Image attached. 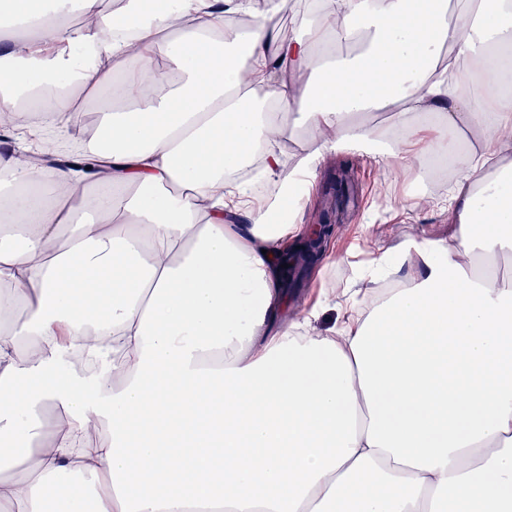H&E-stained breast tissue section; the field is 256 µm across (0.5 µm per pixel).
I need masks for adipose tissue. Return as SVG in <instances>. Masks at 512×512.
Here are the masks:
<instances>
[{
    "instance_id": "1",
    "label": "adipose tissue",
    "mask_w": 512,
    "mask_h": 512,
    "mask_svg": "<svg viewBox=\"0 0 512 512\" xmlns=\"http://www.w3.org/2000/svg\"><path fill=\"white\" fill-rule=\"evenodd\" d=\"M321 2L287 40L288 0H0L1 116L63 134L75 86L104 98L94 171L0 153V512H512V284L477 269L512 249V0ZM285 113L316 133L290 168ZM425 126L476 139L447 242L329 334L268 335L298 227L241 172L297 186Z\"/></svg>"
}]
</instances>
